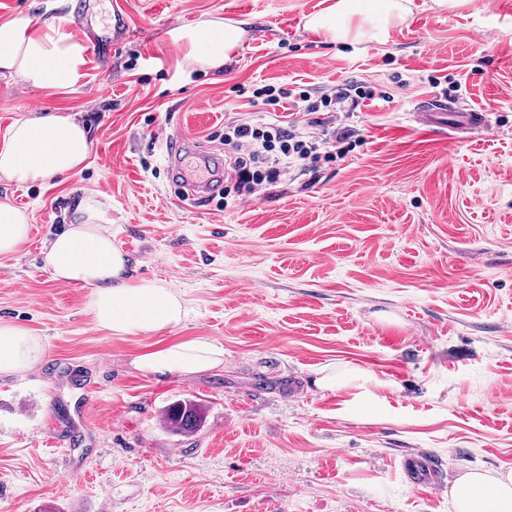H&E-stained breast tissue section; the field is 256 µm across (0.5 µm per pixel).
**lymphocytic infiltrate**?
Listing matches in <instances>:
<instances>
[{"instance_id": "f902f5d3", "label": "lymphocytic infiltrate", "mask_w": 512, "mask_h": 512, "mask_svg": "<svg viewBox=\"0 0 512 512\" xmlns=\"http://www.w3.org/2000/svg\"><path fill=\"white\" fill-rule=\"evenodd\" d=\"M268 109L304 114L305 128L281 120L236 119L225 122L224 142L235 152L233 170L239 190L253 193L255 185L275 182L293 166L317 171L320 164L344 159L352 151L351 132L341 129L345 109L374 99L376 91L348 78L320 95L300 88L265 85L259 90Z\"/></svg>"}]
</instances>
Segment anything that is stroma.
<instances>
[{"label":"stroma","mask_w":512,"mask_h":512,"mask_svg":"<svg viewBox=\"0 0 512 512\" xmlns=\"http://www.w3.org/2000/svg\"><path fill=\"white\" fill-rule=\"evenodd\" d=\"M78 0H0L71 32ZM326 0H112V52L86 55L70 89L0 77V144L54 112L88 128L81 170L0 202L31 229L0 255V320L44 337V363L0 376V512H453L448 480L512 471V0L440 9L411 0L385 41L328 44L306 23ZM238 23L223 72L191 70L170 23ZM441 77L434 88L429 77ZM387 100L345 121L361 144L318 177L292 168L251 199L182 207L165 142L192 137L230 163L229 117L261 118L254 89L330 91L348 78ZM459 91H451V84ZM427 97L491 113V131L424 132ZM90 200L130 278L175 290L180 326L115 336L91 288L52 278L43 252ZM202 338L216 368L155 377L147 347ZM364 387L321 389L324 371ZM190 399L193 434L161 413ZM416 450L443 462L438 489L407 483Z\"/></svg>","instance_id":"stroma-1"}]
</instances>
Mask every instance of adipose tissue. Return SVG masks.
I'll return each mask as SVG.
<instances>
[{"instance_id": "obj_1", "label": "adipose tissue", "mask_w": 512, "mask_h": 512, "mask_svg": "<svg viewBox=\"0 0 512 512\" xmlns=\"http://www.w3.org/2000/svg\"><path fill=\"white\" fill-rule=\"evenodd\" d=\"M409 0H332L314 14L308 26L336 42L359 37L383 40L404 20ZM173 42L188 45L192 68L223 69L241 30L210 25L170 30ZM84 43L56 25L34 26L19 15L0 24V72L24 84L73 88L84 77ZM89 153L86 129L76 119L54 114L18 120L0 146V178L25 184L68 175L83 165ZM83 221L66 225L50 241L44 262L54 280L92 288L90 309L98 327L116 335L178 327L186 316L183 299L153 280H129L128 259L116 248L112 233L99 222V210L84 203ZM28 215L0 202V254L20 249L27 240ZM44 339L22 326L0 322V375L22 373L43 363ZM224 351L212 342L193 339L146 351L133 360L148 374H196L221 364ZM455 512H512V472L491 476L470 470L451 485Z\"/></svg>"}]
</instances>
